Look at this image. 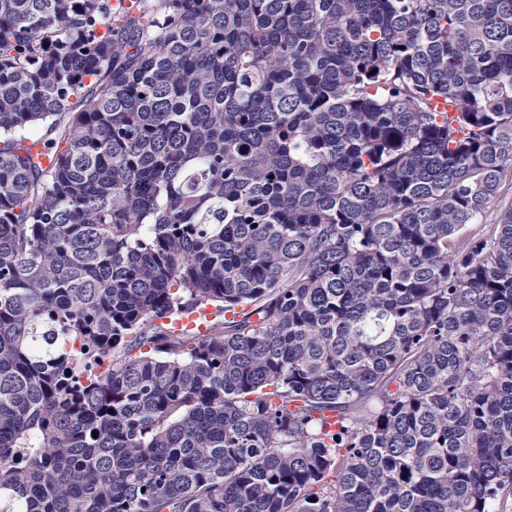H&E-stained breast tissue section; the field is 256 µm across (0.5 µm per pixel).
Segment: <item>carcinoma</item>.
<instances>
[{
    "label": "carcinoma",
    "instance_id": "carcinoma-1",
    "mask_svg": "<svg viewBox=\"0 0 512 512\" xmlns=\"http://www.w3.org/2000/svg\"><path fill=\"white\" fill-rule=\"evenodd\" d=\"M509 172L512 0H0V512H512ZM512 204V174L508 173L503 182L500 194L487 208L486 224H496L504 211L508 210Z\"/></svg>",
    "mask_w": 512,
    "mask_h": 512
}]
</instances>
